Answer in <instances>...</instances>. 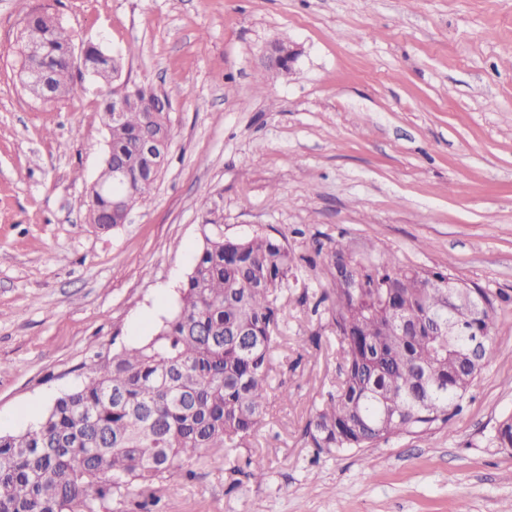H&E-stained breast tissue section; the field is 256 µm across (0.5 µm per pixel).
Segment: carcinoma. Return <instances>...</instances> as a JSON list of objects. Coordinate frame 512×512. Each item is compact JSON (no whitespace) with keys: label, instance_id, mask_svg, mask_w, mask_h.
I'll list each match as a JSON object with an SVG mask.
<instances>
[{"label":"carcinoma","instance_id":"cac0c4a2","mask_svg":"<svg viewBox=\"0 0 512 512\" xmlns=\"http://www.w3.org/2000/svg\"><path fill=\"white\" fill-rule=\"evenodd\" d=\"M39 37L50 61L58 103L74 91L79 68L107 87L101 103L107 132L102 169L89 190L86 219L116 226L106 187L112 169L126 170L144 199L155 181L142 174L139 145L153 137L170 142L168 112H152V89L125 86L128 108L112 122V81L118 60L85 48L74 67L75 34L51 12L22 19L20 51ZM203 246L178 289V310L148 339L100 357L81 387L55 399L36 429L0 436V512H98L132 488L150 489L192 475L187 465L212 448L233 452L258 430L266 409L270 355L281 333L280 297L288 288L295 254L278 238L256 233L224 238L223 225H202ZM329 303L340 347L337 388L322 398L305 435L319 453L370 448L403 433L447 425L465 393L494 354L495 304L477 317L452 299L459 292L489 299L443 271L405 266L374 245L337 242L326 254ZM453 308L454 334L431 320ZM484 340L470 356L474 335ZM492 442L512 448V415L495 427ZM247 476L262 483L261 457L245 461Z\"/></svg>","mask_w":512,"mask_h":512}]
</instances>
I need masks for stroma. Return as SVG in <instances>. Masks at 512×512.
<instances>
[{"mask_svg":"<svg viewBox=\"0 0 512 512\" xmlns=\"http://www.w3.org/2000/svg\"><path fill=\"white\" fill-rule=\"evenodd\" d=\"M45 9L171 103L168 162L108 230L85 221L101 85L76 76L49 105L18 78L20 21ZM275 41L298 47L291 72L265 66ZM209 214L228 238L311 258L371 243L479 286L497 301L494 356L449 426L316 454L305 426L339 356L299 265L259 432L103 512H512V449L490 441L512 414V0H0V414L15 418L0 435L176 311ZM250 455L263 484L236 470Z\"/></svg>","mask_w":512,"mask_h":512,"instance_id":"obj_1","label":"stroma"}]
</instances>
